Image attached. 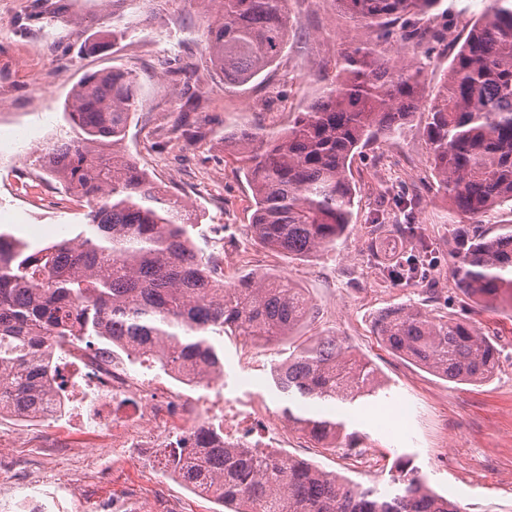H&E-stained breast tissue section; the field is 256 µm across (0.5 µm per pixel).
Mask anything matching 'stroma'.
I'll return each mask as SVG.
<instances>
[{"label": "stroma", "instance_id": "obj_1", "mask_svg": "<svg viewBox=\"0 0 512 512\" xmlns=\"http://www.w3.org/2000/svg\"><path fill=\"white\" fill-rule=\"evenodd\" d=\"M489 0H455L438 9L444 40L430 54L426 89L435 91L474 20ZM210 0H0V129L18 130L19 157L0 154V222L18 237L45 245L76 235L84 227L82 208L57 182L45 181L35 159L44 143L65 134V104L85 74L109 68L135 71L140 104L124 149L151 177L182 197L203 219L191 232L195 245L211 254L213 233L224 231L226 284L247 273L273 272L303 288L315 316L303 336L333 332L358 358L372 363L386 390L376 403L353 408L345 420L363 436L376 459L366 467L343 450L313 447L287 432L284 453L306 460L379 492L391 490L396 456L411 457L439 493L464 487L460 512H512V311L483 310L454 286L450 276L455 229L467 217L454 213L438 193L430 166L426 114L414 112L399 133L379 138L351 163L358 194L352 220L332 251L291 259L255 243L246 232L251 192L240 172L235 148L225 134L242 130L279 131L303 111L334 75L347 43L363 31L334 0H288L296 25L273 67L243 87L226 85L208 64L203 35ZM124 29L123 39L89 53L86 45ZM414 201L413 220L433 244L427 283L385 282L379 265L406 256L403 234L370 232L377 211L398 214ZM411 303L463 318L489 336L500 350L499 368L477 385L442 379L392 353L374 331L387 309ZM288 355L287 344L246 346L224 340L227 391L249 393L253 372L269 374ZM65 423L39 425L0 415V453L19 463L39 458L44 487L67 485L85 467L87 439L73 436L69 449L56 441ZM156 449L157 483L186 512H218L211 499L181 485Z\"/></svg>", "mask_w": 512, "mask_h": 512}]
</instances>
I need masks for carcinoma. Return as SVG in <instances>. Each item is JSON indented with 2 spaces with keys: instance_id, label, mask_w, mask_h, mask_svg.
I'll return each instance as SVG.
<instances>
[{
  "instance_id": "1",
  "label": "carcinoma",
  "mask_w": 512,
  "mask_h": 512,
  "mask_svg": "<svg viewBox=\"0 0 512 512\" xmlns=\"http://www.w3.org/2000/svg\"><path fill=\"white\" fill-rule=\"evenodd\" d=\"M204 35L224 83L244 86L288 43V0H210ZM363 38L344 47L334 79L287 129L234 132L252 192L248 234L294 259L336 248L350 224V160L396 133L424 93L437 39L424 18L442 0H334ZM140 95L137 75L111 68L73 87L65 119L73 137L38 157L40 169L85 204L86 229L39 246L0 229V413L30 415L51 378L50 358L66 340L100 339L151 360L165 373L224 370V337L245 345L288 342L274 383L288 426L323 448L359 455L361 434L333 409L379 397L376 369L334 334L291 341L313 304L278 274L242 276L226 287L215 262L195 246L200 215L120 152ZM437 192L477 220L512 203V0H491L470 27L444 82L425 109ZM412 258L382 268L384 280L421 281L432 265L423 229L409 224ZM455 287L486 309H512V224L464 231ZM395 354L449 381L494 376L497 347L465 319L395 306L377 320ZM180 481L210 493L224 512H460L433 490L412 459L394 461L390 494L361 487L282 454L226 448L220 428L202 426L194 446L173 458Z\"/></svg>"
}]
</instances>
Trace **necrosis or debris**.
<instances>
[{"label":"necrosis or debris","instance_id":"necrosis-or-debris-1","mask_svg":"<svg viewBox=\"0 0 512 512\" xmlns=\"http://www.w3.org/2000/svg\"><path fill=\"white\" fill-rule=\"evenodd\" d=\"M76 373L68 389L54 392L36 415L38 421L59 422L69 404L77 402L87 419L98 422L94 462L113 455H130L144 461V479H151L148 459L152 449L189 446L203 422L215 421L224 430V445L239 447L251 440L256 448H277L286 432L280 420L270 419L262 434H252L251 412L224 395L220 374H194L190 389L173 390L155 378L135 374L129 361L110 348L68 350ZM40 477L30 469L0 489V512H54L48 496L40 494Z\"/></svg>","mask_w":512,"mask_h":512}]
</instances>
